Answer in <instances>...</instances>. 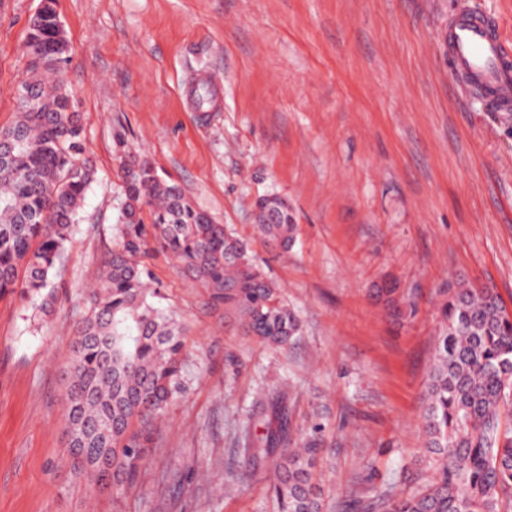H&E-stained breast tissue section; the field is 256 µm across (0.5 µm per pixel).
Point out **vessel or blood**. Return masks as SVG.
<instances>
[{
	"mask_svg": "<svg viewBox=\"0 0 512 512\" xmlns=\"http://www.w3.org/2000/svg\"><path fill=\"white\" fill-rule=\"evenodd\" d=\"M448 57L455 75L484 87L493 111L512 117V45L494 17L461 11L448 28Z\"/></svg>",
	"mask_w": 512,
	"mask_h": 512,
	"instance_id": "obj_1",
	"label": "vessel or blood"
}]
</instances>
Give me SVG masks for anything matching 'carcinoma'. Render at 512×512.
I'll list each match as a JSON object with an SVG mask.
<instances>
[{
    "label": "carcinoma",
    "mask_w": 512,
    "mask_h": 512,
    "mask_svg": "<svg viewBox=\"0 0 512 512\" xmlns=\"http://www.w3.org/2000/svg\"><path fill=\"white\" fill-rule=\"evenodd\" d=\"M55 0H43L23 43L28 69L18 89V116L0 127V294L55 300L52 279L65 261L77 216L94 181L82 159L83 128L70 111L62 78L67 53ZM125 202L113 227L115 248L91 290L71 345L73 376L67 425L89 456L112 460L113 489H131L155 440V423L181 387L182 330L159 305L146 259L164 252L205 291L208 304L241 321L246 335L285 348L301 322L279 289L248 255L180 188L161 180L146 160L122 169ZM273 210L257 228L286 251L296 224L285 201L259 200ZM149 209L150 222L142 212ZM398 288L378 290L392 316L408 311ZM442 329L425 386L423 431L434 461L431 479L404 497H374L362 512H512V313L496 291L466 283L448 291L439 307ZM288 393L269 403L264 431L244 426L242 453L258 466L275 457L270 493L279 512H323L315 482L322 449L312 439L296 448L289 433Z\"/></svg>",
    "instance_id": "1"
}]
</instances>
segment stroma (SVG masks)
<instances>
[{
  "instance_id": "obj_1",
  "label": "stroma",
  "mask_w": 512,
  "mask_h": 512,
  "mask_svg": "<svg viewBox=\"0 0 512 512\" xmlns=\"http://www.w3.org/2000/svg\"><path fill=\"white\" fill-rule=\"evenodd\" d=\"M41 0H0V126L17 117L28 22ZM512 0H56L65 78L97 170L50 313L0 297V512H278L269 467L244 469L239 430L290 386V433L320 426L324 512L431 475L422 396L444 291L490 286L512 311V126L448 63V22ZM220 74L210 111L194 91ZM145 160L243 239L303 331L277 350L211 311L165 254L149 259L184 336L183 390L122 494L70 463L66 356L113 249L123 162ZM284 198L296 241L272 251L261 196ZM396 281L415 313L374 290ZM244 364L224 371L226 354Z\"/></svg>"
}]
</instances>
